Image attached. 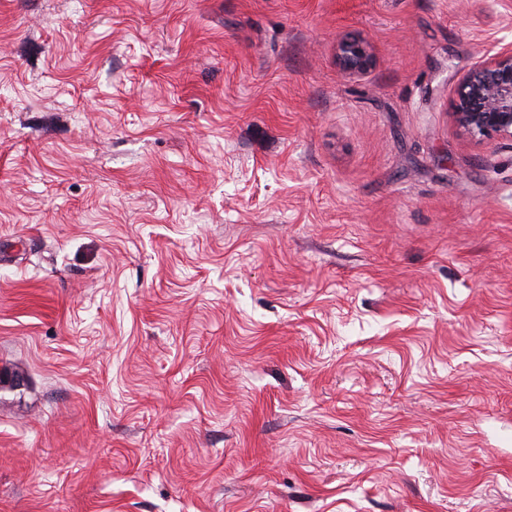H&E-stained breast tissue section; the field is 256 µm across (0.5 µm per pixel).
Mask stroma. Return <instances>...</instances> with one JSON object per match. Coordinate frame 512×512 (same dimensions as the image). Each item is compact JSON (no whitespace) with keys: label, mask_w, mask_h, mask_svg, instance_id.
I'll return each instance as SVG.
<instances>
[{"label":"stroma","mask_w":512,"mask_h":512,"mask_svg":"<svg viewBox=\"0 0 512 512\" xmlns=\"http://www.w3.org/2000/svg\"><path fill=\"white\" fill-rule=\"evenodd\" d=\"M510 42L512 0H0V512H512V143L450 109ZM336 66L342 76H364L373 65L369 42L357 35L336 37Z\"/></svg>","instance_id":"obj_1"}]
</instances>
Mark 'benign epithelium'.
Listing matches in <instances>:
<instances>
[{
	"label": "benign epithelium",
	"instance_id": "1",
	"mask_svg": "<svg viewBox=\"0 0 512 512\" xmlns=\"http://www.w3.org/2000/svg\"><path fill=\"white\" fill-rule=\"evenodd\" d=\"M335 55L343 76H364L373 65L371 46L359 35L336 37ZM451 111L457 128L470 141L512 142V43L481 54L456 78Z\"/></svg>",
	"mask_w": 512,
	"mask_h": 512
}]
</instances>
